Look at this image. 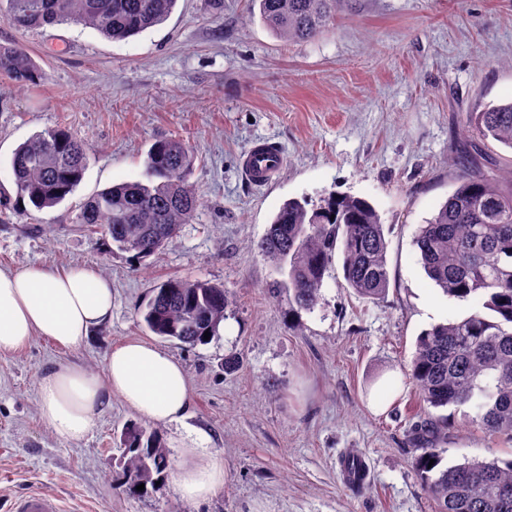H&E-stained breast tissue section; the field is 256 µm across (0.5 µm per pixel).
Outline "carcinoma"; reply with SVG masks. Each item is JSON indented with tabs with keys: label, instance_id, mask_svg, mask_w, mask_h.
I'll return each mask as SVG.
<instances>
[{
	"label": "carcinoma",
	"instance_id": "obj_1",
	"mask_svg": "<svg viewBox=\"0 0 512 512\" xmlns=\"http://www.w3.org/2000/svg\"><path fill=\"white\" fill-rule=\"evenodd\" d=\"M262 24L285 41H309L336 16L344 0H253ZM177 0H0V18L21 29L79 24L112 41H124L157 26ZM0 75L34 84L39 68L15 44L0 45ZM469 125L512 149V102L473 112ZM192 151L181 140L155 141L144 160L146 181L115 184L90 197L76 223L103 230L113 247L139 257L165 249L182 225L196 216L200 198L188 175ZM456 188L421 225L415 245L427 277L477 308L461 320L421 332L409 379L424 412L467 407L471 422L490 434L512 438V167L496 178L484 173L477 147L452 160ZM87 167L84 141L64 126L47 129L13 153L11 169L22 211L53 208L74 193ZM388 243L373 205L332 193L317 204L286 201L257 253L283 276L298 310L319 304L335 255L342 260L344 287L375 302L389 288ZM229 297L224 286L201 279L170 278L157 285L140 311L147 329L161 339L193 348L204 333L218 334ZM448 418L426 416L411 426L414 469L436 512H512V457L444 464ZM170 461L159 438L135 424L124 448L123 487L149 492L167 477ZM143 484L145 489L137 491Z\"/></svg>",
	"mask_w": 512,
	"mask_h": 512
}]
</instances>
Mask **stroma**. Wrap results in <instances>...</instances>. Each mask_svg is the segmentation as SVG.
<instances>
[{
    "mask_svg": "<svg viewBox=\"0 0 512 512\" xmlns=\"http://www.w3.org/2000/svg\"><path fill=\"white\" fill-rule=\"evenodd\" d=\"M0 44L24 47L40 67L34 85L0 76V268L81 265L112 282V319L87 345L36 336L0 354V512L30 491L63 512H435L413 471L420 403L406 366L422 331L466 317L474 303L434 285L414 241L455 189L451 148L475 138L468 114L512 101V0H345L318 39L292 44L263 26L250 0H178L163 23L126 41L0 20ZM59 124L86 141L87 170L65 202L30 220L15 205L10 159ZM169 137L193 149L189 180L202 200L175 242L138 259L75 224L88 197L142 179L147 151ZM258 140L286 157L263 187L239 168ZM332 191L377 210L389 290L374 303L359 298L337 262L319 305L295 315L287 292H271L278 275L253 244L284 201ZM170 277L230 296L207 344L161 345L192 381L188 419L158 430L173 466L194 429L224 459L223 489L194 503L169 481L143 497L122 491L121 434L138 417L120 399L77 443L57 439L37 407L45 370L74 364L100 375L112 346L153 341L137 307ZM445 413L446 463L512 450L462 410ZM347 454L370 467L362 490L339 474Z\"/></svg>",
    "mask_w": 512,
    "mask_h": 512,
    "instance_id": "obj_1",
    "label": "stroma"
}]
</instances>
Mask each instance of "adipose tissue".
Returning a JSON list of instances; mask_svg holds the SVG:
<instances>
[{
  "instance_id": "obj_1",
  "label": "adipose tissue",
  "mask_w": 512,
  "mask_h": 512,
  "mask_svg": "<svg viewBox=\"0 0 512 512\" xmlns=\"http://www.w3.org/2000/svg\"><path fill=\"white\" fill-rule=\"evenodd\" d=\"M111 316L112 283L97 271L0 269V354L35 336L65 349L83 347ZM191 392L178 360L150 342L130 340L111 349L103 374L65 364L47 371L38 380V412L56 438L78 442L112 398L141 419L168 427L187 418ZM206 441L198 431L181 444L183 462L173 484L182 500H204L224 487V460L207 451Z\"/></svg>"
}]
</instances>
